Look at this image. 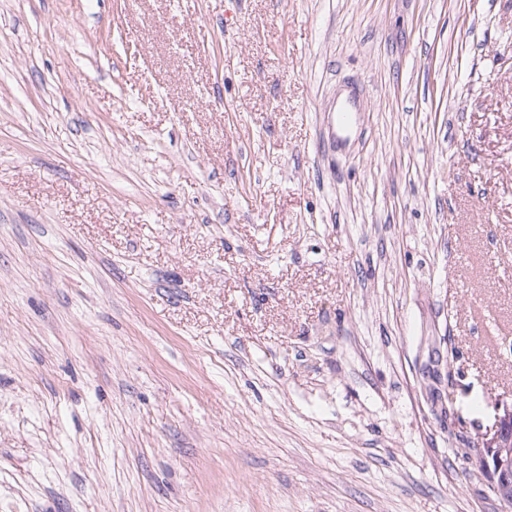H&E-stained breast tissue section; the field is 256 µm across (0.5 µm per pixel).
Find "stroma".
<instances>
[{"label": "stroma", "instance_id": "1", "mask_svg": "<svg viewBox=\"0 0 512 512\" xmlns=\"http://www.w3.org/2000/svg\"><path fill=\"white\" fill-rule=\"evenodd\" d=\"M509 339L512 0H0V512H512ZM492 424L474 441L473 448L482 464L483 448L484 468L493 475L492 492L504 504H512V398L498 399L494 406ZM482 468V466H481Z\"/></svg>", "mask_w": 512, "mask_h": 512}]
</instances>
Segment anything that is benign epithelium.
Returning a JSON list of instances; mask_svg holds the SVG:
<instances>
[{
    "label": "benign epithelium",
    "mask_w": 512,
    "mask_h": 512,
    "mask_svg": "<svg viewBox=\"0 0 512 512\" xmlns=\"http://www.w3.org/2000/svg\"><path fill=\"white\" fill-rule=\"evenodd\" d=\"M492 424L475 441L486 449L484 468L493 475L492 492L507 505L512 504V400L495 402Z\"/></svg>",
    "instance_id": "benign-epithelium-1"
}]
</instances>
